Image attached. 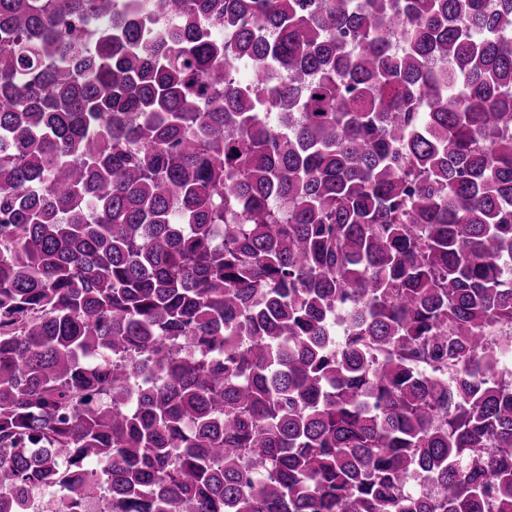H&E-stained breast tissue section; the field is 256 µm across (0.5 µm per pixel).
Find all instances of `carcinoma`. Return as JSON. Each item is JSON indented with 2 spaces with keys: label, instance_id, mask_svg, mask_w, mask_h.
<instances>
[{
  "label": "carcinoma",
  "instance_id": "1",
  "mask_svg": "<svg viewBox=\"0 0 512 512\" xmlns=\"http://www.w3.org/2000/svg\"><path fill=\"white\" fill-rule=\"evenodd\" d=\"M512 0H0V512H512Z\"/></svg>",
  "mask_w": 512,
  "mask_h": 512
}]
</instances>
